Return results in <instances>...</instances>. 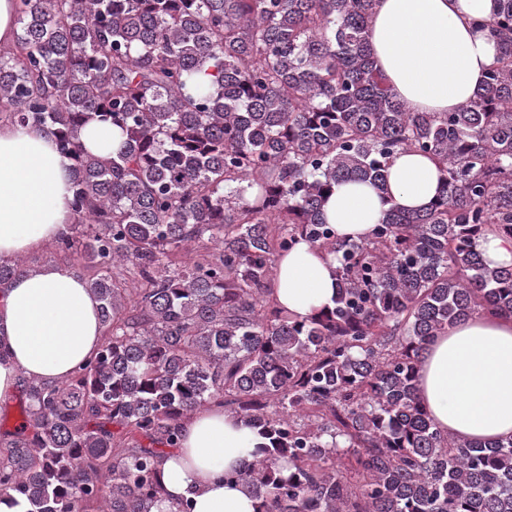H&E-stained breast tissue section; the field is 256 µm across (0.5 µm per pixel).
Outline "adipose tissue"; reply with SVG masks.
I'll use <instances>...</instances> for the list:
<instances>
[{
  "label": "adipose tissue",
  "instance_id": "1",
  "mask_svg": "<svg viewBox=\"0 0 512 512\" xmlns=\"http://www.w3.org/2000/svg\"><path fill=\"white\" fill-rule=\"evenodd\" d=\"M495 0H377L368 41L389 87L416 112H450L472 98L498 52L481 23ZM72 162L52 135L0 125V259L38 250L73 223ZM386 191L335 185L325 206L339 237L367 238L389 207L422 209L438 195L441 173L429 158L400 152ZM280 306L304 320L333 306L332 255L297 244L279 257L273 284ZM99 302L85 279L50 263L0 282V400L21 378L61 381L102 344ZM418 395L443 432L465 440L512 437V318L479 315L448 327L429 344ZM261 439L212 406L185 420L181 442L162 467L166 495L152 512L189 498L194 512H256L258 501L225 472L249 460Z\"/></svg>",
  "mask_w": 512,
  "mask_h": 512
}]
</instances>
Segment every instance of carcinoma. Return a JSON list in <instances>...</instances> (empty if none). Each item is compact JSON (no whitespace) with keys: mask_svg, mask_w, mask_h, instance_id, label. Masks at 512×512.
Segmentation results:
<instances>
[{"mask_svg":"<svg viewBox=\"0 0 512 512\" xmlns=\"http://www.w3.org/2000/svg\"><path fill=\"white\" fill-rule=\"evenodd\" d=\"M376 0H16L0 115L73 161L75 221L55 240L100 302L104 341L58 382L22 379L0 430V499L27 512H150L182 421L217 403L269 445L232 475L258 512H512V438L442 432L417 396L427 344L512 316V267L473 239L512 237V0L477 94L415 112L375 68ZM125 133L109 155L83 128ZM399 151L442 193L392 206L371 235L325 218L340 182L387 189ZM334 255L333 307L273 297L299 240ZM210 246L188 264L192 244ZM28 271L0 260V282ZM474 250L489 268L512 266V238L487 228L474 239Z\"/></svg>","mask_w":512,"mask_h":512,"instance_id":"cac0c4a2","label":"carcinoma"}]
</instances>
